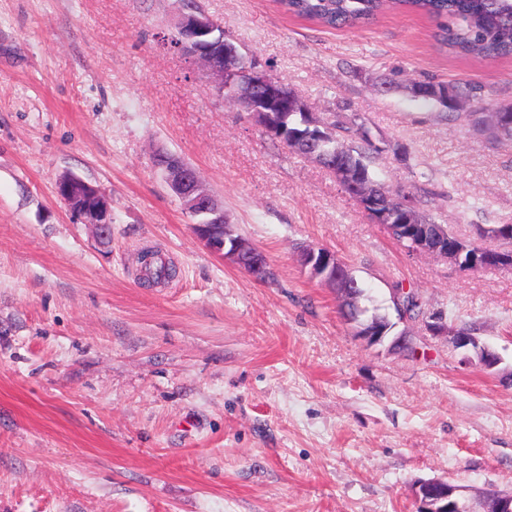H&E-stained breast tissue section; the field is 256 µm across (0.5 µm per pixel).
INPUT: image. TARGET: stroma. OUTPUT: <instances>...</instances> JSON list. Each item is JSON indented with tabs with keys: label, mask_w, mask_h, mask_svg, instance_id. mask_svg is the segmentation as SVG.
<instances>
[{
	"label": "stroma",
	"mask_w": 512,
	"mask_h": 512,
	"mask_svg": "<svg viewBox=\"0 0 512 512\" xmlns=\"http://www.w3.org/2000/svg\"><path fill=\"white\" fill-rule=\"evenodd\" d=\"M198 2L317 116L364 121L378 179L424 190L421 215L472 240L512 224V142L409 91L432 78L512 102V59L441 51L434 21L399 11L326 30L275 0ZM179 9L0 0V512H419L431 479L479 512L512 491V271L408 252L170 46ZM162 152L199 172L274 281L197 239ZM66 173L110 199L108 239L57 199ZM306 245L354 270L368 308L414 291L498 364L419 321L367 345L301 267ZM146 249L171 281L141 284Z\"/></svg>",
	"instance_id": "35a3bbf8"
}]
</instances>
